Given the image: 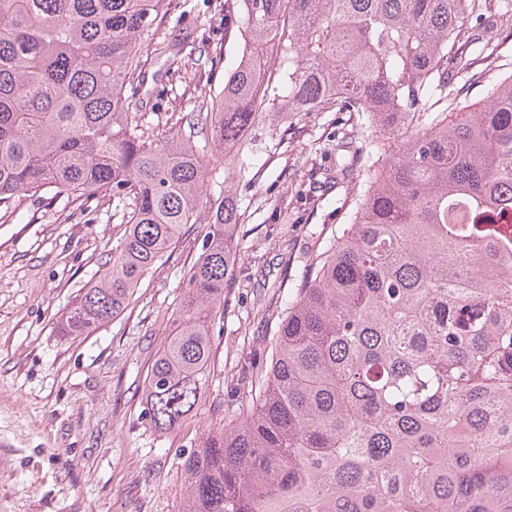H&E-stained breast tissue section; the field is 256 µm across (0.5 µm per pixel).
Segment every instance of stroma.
Masks as SVG:
<instances>
[{"instance_id":"35a3bbf8","label":"stroma","mask_w":512,"mask_h":512,"mask_svg":"<svg viewBox=\"0 0 512 512\" xmlns=\"http://www.w3.org/2000/svg\"><path fill=\"white\" fill-rule=\"evenodd\" d=\"M169 8L142 49L148 74L166 90L160 111L144 120L159 134L196 106L191 72L167 69L172 32L193 27L216 42L222 29L207 0H171ZM283 128L288 137L281 141L276 132ZM248 138L268 164L251 184L232 169L220 172L244 216L208 387L192 418L165 434L143 415V382L170 330L182 275L201 252L205 225L184 227L122 315L68 339L56 324L118 245L122 210L107 198L87 209L31 204L21 224L0 218V512H177L178 455L204 428L232 419L244 397L237 361L265 357L281 319L274 284L298 277L343 221L336 204L348 186L336 177L335 113H276ZM283 169L290 175L284 185L275 181Z\"/></svg>"}]
</instances>
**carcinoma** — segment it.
<instances>
[{
  "instance_id": "cac0c4a2",
  "label": "carcinoma",
  "mask_w": 512,
  "mask_h": 512,
  "mask_svg": "<svg viewBox=\"0 0 512 512\" xmlns=\"http://www.w3.org/2000/svg\"><path fill=\"white\" fill-rule=\"evenodd\" d=\"M489 0H224L199 54L196 109L142 122L141 42L166 0H0V213L134 200L121 241L57 324L90 336L128 306L187 224L202 253L145 378L156 432L205 394L235 271L243 144L266 114L336 112L345 223L277 299L270 359L243 360L250 398L179 456L177 512H512V74L477 101ZM210 35L174 36L168 70ZM210 147L213 161L201 151Z\"/></svg>"
}]
</instances>
